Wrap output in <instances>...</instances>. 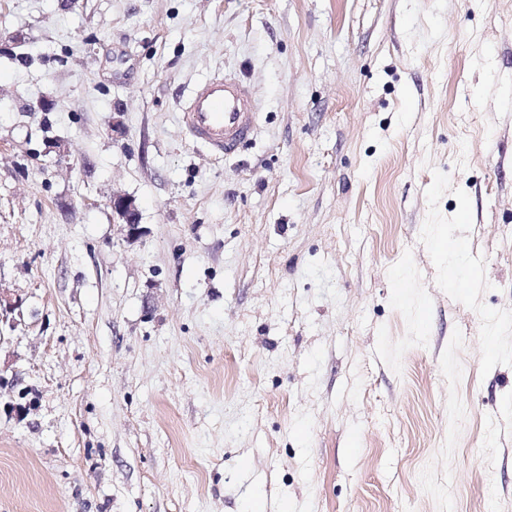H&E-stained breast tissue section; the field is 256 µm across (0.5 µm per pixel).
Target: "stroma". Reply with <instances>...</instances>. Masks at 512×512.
Masks as SVG:
<instances>
[{
	"label": "stroma",
	"instance_id": "obj_1",
	"mask_svg": "<svg viewBox=\"0 0 512 512\" xmlns=\"http://www.w3.org/2000/svg\"><path fill=\"white\" fill-rule=\"evenodd\" d=\"M0 292V512H512V0H0ZM259 114L251 87L243 78L218 74L186 97L180 121L195 144L224 159L253 138ZM113 213L122 221L123 229L128 239H134L142 234L139 211L135 202L126 196L112 195L108 202Z\"/></svg>",
	"mask_w": 512,
	"mask_h": 512
}]
</instances>
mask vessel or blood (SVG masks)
<instances>
[{
	"label": "vessel or blood",
	"mask_w": 512,
	"mask_h": 512,
	"mask_svg": "<svg viewBox=\"0 0 512 512\" xmlns=\"http://www.w3.org/2000/svg\"><path fill=\"white\" fill-rule=\"evenodd\" d=\"M258 120L250 85L234 74H218L200 83L180 112L188 137L218 159L236 154L247 144Z\"/></svg>",
	"instance_id": "obj_1"
}]
</instances>
